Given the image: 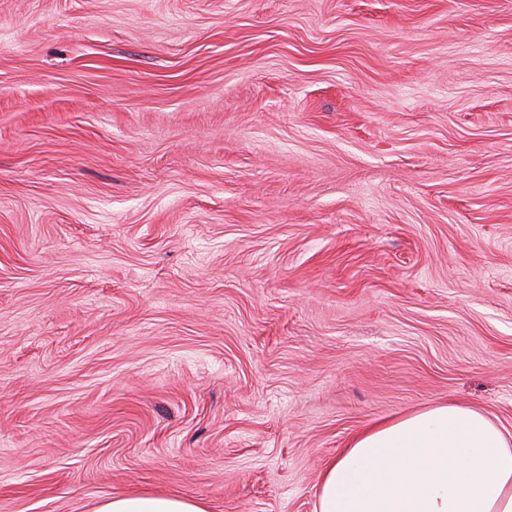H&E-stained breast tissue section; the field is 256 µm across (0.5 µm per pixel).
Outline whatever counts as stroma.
<instances>
[{"label":"stroma","instance_id":"1","mask_svg":"<svg viewBox=\"0 0 512 512\" xmlns=\"http://www.w3.org/2000/svg\"><path fill=\"white\" fill-rule=\"evenodd\" d=\"M448 402L512 431V0H0V512H315ZM91 512H208L204 504L175 496L129 495L103 498Z\"/></svg>","mask_w":512,"mask_h":512}]
</instances>
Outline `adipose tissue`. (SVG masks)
Returning <instances> with one entry per match:
<instances>
[{"mask_svg": "<svg viewBox=\"0 0 512 512\" xmlns=\"http://www.w3.org/2000/svg\"><path fill=\"white\" fill-rule=\"evenodd\" d=\"M92 512H208L175 496L104 498ZM316 512H512V431L448 404L360 431L323 471Z\"/></svg>", "mask_w": 512, "mask_h": 512, "instance_id": "obj_1", "label": "adipose tissue"}]
</instances>
